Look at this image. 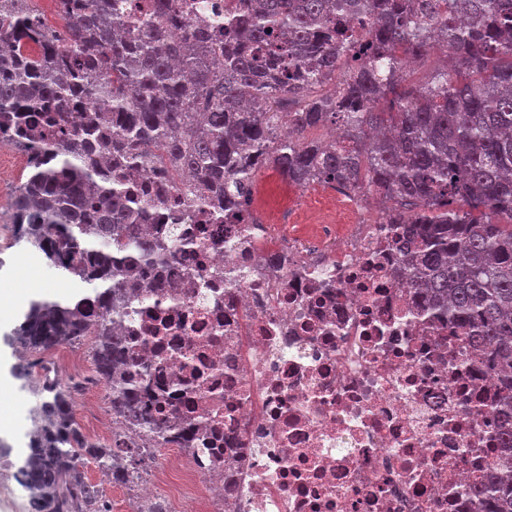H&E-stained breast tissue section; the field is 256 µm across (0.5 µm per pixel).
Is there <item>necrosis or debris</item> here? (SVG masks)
Returning a JSON list of instances; mask_svg holds the SVG:
<instances>
[{
  "label": "necrosis or debris",
  "mask_w": 512,
  "mask_h": 512,
  "mask_svg": "<svg viewBox=\"0 0 512 512\" xmlns=\"http://www.w3.org/2000/svg\"><path fill=\"white\" fill-rule=\"evenodd\" d=\"M178 232L195 243L182 299L128 326L188 434L136 512L162 495L171 512H484L472 484L512 475L493 380L394 277L384 224Z\"/></svg>",
  "instance_id": "obj_1"
}]
</instances>
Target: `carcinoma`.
<instances>
[{
    "label": "carcinoma",
    "instance_id": "carcinoma-1",
    "mask_svg": "<svg viewBox=\"0 0 512 512\" xmlns=\"http://www.w3.org/2000/svg\"><path fill=\"white\" fill-rule=\"evenodd\" d=\"M0 0V144L28 156L11 200L16 242L79 290L33 300L13 340L35 351L95 336L112 414L141 441L89 440L69 387L44 380L49 421L19 469L34 512H109L82 469L134 472L181 444L141 403L156 372L134 357L128 305L173 287L190 244L169 228L205 213L254 224L255 172L299 186L366 190L392 203L400 277L440 327L478 350L512 408V0H237L224 24L174 0ZM451 66L404 86L407 60ZM97 107L75 117L73 104ZM341 134L323 143L309 131ZM169 177L143 189L135 177ZM485 512H512V479L473 485Z\"/></svg>",
    "mask_w": 512,
    "mask_h": 512
}]
</instances>
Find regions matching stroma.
<instances>
[{
  "mask_svg": "<svg viewBox=\"0 0 512 512\" xmlns=\"http://www.w3.org/2000/svg\"><path fill=\"white\" fill-rule=\"evenodd\" d=\"M25 156L16 150L0 151V289L35 287L43 295L66 293L67 287L57 275L49 270L41 253L23 249L14 244L15 226L11 221L10 198L19 183L25 165ZM356 192L340 194L330 186L312 183L298 186L289 183L276 169L262 168L256 176L253 213L259 218L269 219L280 235H288L300 228L318 224L323 219H337L342 209L354 206ZM25 254L24 262H17L18 254ZM15 322L0 324V415L9 416L10 422L0 428V455H7L6 470L0 471V512H27L29 497L23 487L13 492L2 491L9 474L23 465L28 446L30 411L17 404L18 395H32L42 383L40 367L43 360L63 359L66 369L64 382L76 384L73 409L80 419L82 431L99 441L110 442L111 435L106 421L112 414L111 404L105 388L93 370L92 338L81 344L69 345L62 350L32 353L28 362L19 359L20 348L10 337Z\"/></svg>",
  "mask_w": 512,
  "mask_h": 512,
  "instance_id": "stroma-1",
  "label": "stroma"
}]
</instances>
